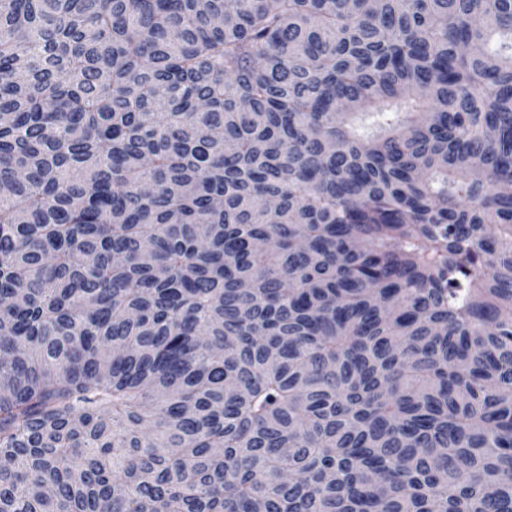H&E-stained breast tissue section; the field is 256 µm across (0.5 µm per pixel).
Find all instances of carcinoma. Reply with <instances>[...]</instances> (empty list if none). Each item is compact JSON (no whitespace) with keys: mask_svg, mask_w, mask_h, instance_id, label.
Here are the masks:
<instances>
[{"mask_svg":"<svg viewBox=\"0 0 512 512\" xmlns=\"http://www.w3.org/2000/svg\"><path fill=\"white\" fill-rule=\"evenodd\" d=\"M512 0H0V512H512Z\"/></svg>","mask_w":512,"mask_h":512,"instance_id":"1","label":"carcinoma"}]
</instances>
